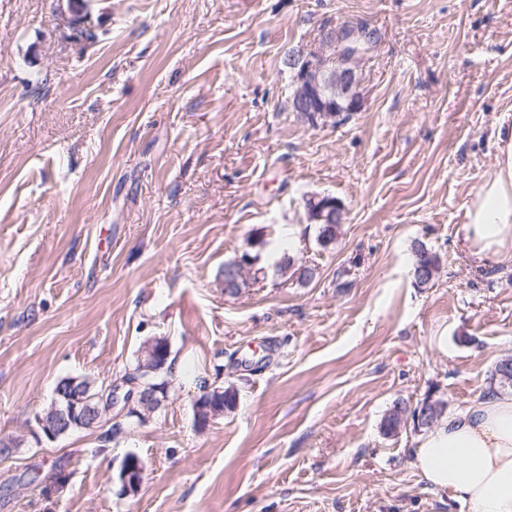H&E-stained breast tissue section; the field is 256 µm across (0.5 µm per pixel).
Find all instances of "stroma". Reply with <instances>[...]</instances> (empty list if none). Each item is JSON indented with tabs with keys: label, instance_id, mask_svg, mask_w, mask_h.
<instances>
[{
	"label": "stroma",
	"instance_id": "stroma-1",
	"mask_svg": "<svg viewBox=\"0 0 512 512\" xmlns=\"http://www.w3.org/2000/svg\"><path fill=\"white\" fill-rule=\"evenodd\" d=\"M75 8L0 0V512H469L413 467L420 428L381 422L477 406L512 356V241L464 232L512 132V0H93L82 42ZM346 22L375 33L364 104L314 127L284 60ZM323 195L345 206L325 247ZM249 246L263 272L228 294ZM154 336L174 365L148 422L36 444L58 380L114 379ZM207 386L236 404L200 427ZM309 220L312 224L319 225L318 238L321 242L332 241L336 237V231L339 227L338 221L334 224H326L329 215H336L342 223L344 217V205L340 200L332 196H322L314 198L312 204L308 207ZM323 222V223H321ZM413 277L417 287L423 288L435 280L440 271V257L436 252L428 249L423 242L413 245ZM144 465L141 458L134 453L127 454L119 468L118 479L120 488L118 495L121 498L135 496L143 483Z\"/></svg>",
	"mask_w": 512,
	"mask_h": 512
}]
</instances>
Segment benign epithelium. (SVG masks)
Wrapping results in <instances>:
<instances>
[{
  "mask_svg": "<svg viewBox=\"0 0 512 512\" xmlns=\"http://www.w3.org/2000/svg\"><path fill=\"white\" fill-rule=\"evenodd\" d=\"M374 42V34L365 26L344 23L319 30L314 43L295 50L288 57L293 73L296 112L312 126L336 123L344 114L357 112L362 105L359 91L360 75L366 56ZM312 224L327 222L331 215L344 217L341 201L322 196L308 207ZM122 386L112 391V407L120 408L118 416L146 423L167 400L168 391L148 386L142 393H121ZM50 419H38L36 440H49L66 435L74 427L93 424L98 419V407L77 391H54ZM144 465L141 458L130 453L120 464L118 495H136L143 483Z\"/></svg>",
  "mask_w": 512,
  "mask_h": 512,
  "instance_id": "7a95c632",
  "label": "benign epithelium"
}]
</instances>
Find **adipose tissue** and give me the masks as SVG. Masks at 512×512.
Masks as SVG:
<instances>
[{
    "label": "adipose tissue",
    "mask_w": 512,
    "mask_h": 512,
    "mask_svg": "<svg viewBox=\"0 0 512 512\" xmlns=\"http://www.w3.org/2000/svg\"><path fill=\"white\" fill-rule=\"evenodd\" d=\"M498 150V168L471 201L465 226L467 238L489 254L512 239V134ZM412 455L431 488L452 494L471 512H512V393L487 395L424 431Z\"/></svg>",
    "instance_id": "adipose-tissue-1"
}]
</instances>
